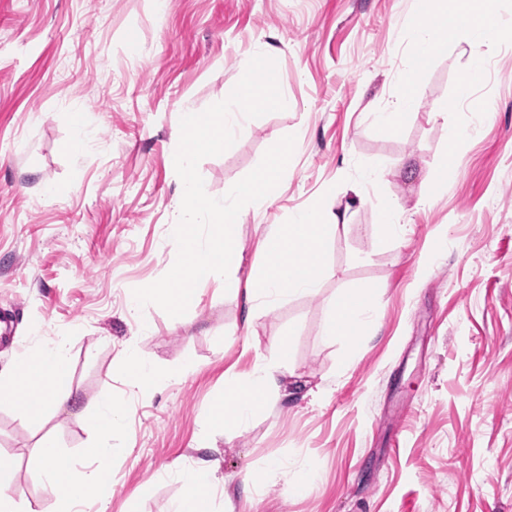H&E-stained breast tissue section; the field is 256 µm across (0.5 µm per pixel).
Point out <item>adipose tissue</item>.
Returning a JSON list of instances; mask_svg holds the SVG:
<instances>
[{
    "label": "adipose tissue",
    "mask_w": 512,
    "mask_h": 512,
    "mask_svg": "<svg viewBox=\"0 0 512 512\" xmlns=\"http://www.w3.org/2000/svg\"><path fill=\"white\" fill-rule=\"evenodd\" d=\"M423 17L413 35L410 53L411 67L401 78L402 89L391 109L373 113L374 122L396 131L416 115L415 86L435 52L432 42L435 25L447 23L451 32H471L478 45L496 42L503 34L496 0H456L452 10L445 11L423 6ZM340 224L338 219L325 216L314 206L297 212L286 224H270L264 229L259 249L265 255V264L257 277L248 280L245 304L248 310L256 306L272 307L295 295L318 294L323 275L302 277L296 272V261L306 256H320L326 245L335 239ZM376 289L348 288L336 294L326 304L327 318L323 334L328 340H347L349 326L363 327L370 318ZM291 351L289 339H281L273 364L254 367L246 380L234 375L224 377V394L236 397L237 406L232 415L214 412L211 425L220 427L227 422H246L258 410L268 406L276 387L278 372L287 369ZM123 375L133 389L177 380L181 373L154 366L146 361L136 346L125 351ZM70 367L68 341L59 338L46 342L33 353L18 359L14 369L0 374V401L18 405L24 414L36 418L48 408H61L70 402V394L61 377ZM124 418L118 404L105 402L94 416V424L102 437L101 443L91 446L89 456L94 467L88 471H73L71 480L61 477V467L55 446L43 444L39 481L51 491L57 512H77L79 505L92 501L106 505L112 496L109 478L112 467V435ZM185 492L175 505L174 512H214V487L217 482L210 462L198 463L183 472Z\"/></svg>",
    "instance_id": "ef3b65f1"
}]
</instances>
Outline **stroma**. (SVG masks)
Instances as JSON below:
<instances>
[{
    "label": "stroma",
    "instance_id": "stroma-1",
    "mask_svg": "<svg viewBox=\"0 0 512 512\" xmlns=\"http://www.w3.org/2000/svg\"><path fill=\"white\" fill-rule=\"evenodd\" d=\"M497 9L504 35L485 47L469 100L459 91L472 41L460 34L421 74L418 117L392 133L364 115L398 94L417 0H166L161 12L154 0H0V309L15 314L0 372L67 337L74 399L36 419L0 404L19 502L55 512L34 477L41 447L53 442L83 468L91 413L109 397L125 411L114 493L83 512H171L180 472L201 460L224 477L216 512H512V0ZM268 44L287 108L250 120L199 172L223 195L295 135L283 193L239 219L238 275L261 270L266 225L327 202L347 209L349 226L324 249L320 293L250 322L217 280L183 316L131 309L133 289L177 257L167 236L183 113L226 99ZM464 128L455 177L420 202L421 181H440L448 137ZM373 168L405 209L403 238L383 237L378 207L348 205L345 187ZM363 285L381 292L360 348L327 340L325 300ZM284 337L292 355L271 403L214 430L225 372L246 377ZM130 343L184 376L129 389L119 365ZM273 462L282 473L266 489L245 484ZM303 470L316 480L298 496L290 485Z\"/></svg>",
    "mask_w": 512,
    "mask_h": 512
}]
</instances>
